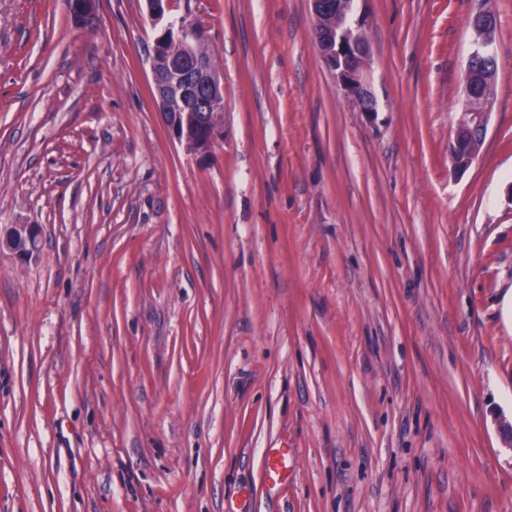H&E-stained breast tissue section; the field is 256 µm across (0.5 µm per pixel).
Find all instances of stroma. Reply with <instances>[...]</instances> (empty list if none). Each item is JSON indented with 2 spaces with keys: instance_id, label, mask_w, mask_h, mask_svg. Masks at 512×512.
<instances>
[{
  "instance_id": "1",
  "label": "stroma",
  "mask_w": 512,
  "mask_h": 512,
  "mask_svg": "<svg viewBox=\"0 0 512 512\" xmlns=\"http://www.w3.org/2000/svg\"><path fill=\"white\" fill-rule=\"evenodd\" d=\"M479 0H357L378 104L309 0H169L224 141H173L145 0H0V512H512V0L454 174ZM291 450L286 487L261 478ZM334 1L337 6V14L336 6L332 11L333 0H310L316 22L315 46L317 53L359 112L374 115L377 112V102L366 75L370 61L369 43L362 41L353 45L351 49L348 48L336 28L347 23L346 14L353 0ZM323 15H326L325 20ZM322 21L325 28L333 29L336 34L333 31L325 30ZM8 250L20 261H30L40 251V230L36 224H13L0 231V253Z\"/></svg>"
}]
</instances>
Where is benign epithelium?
<instances>
[{"label": "benign epithelium", "instance_id": "benign-epithelium-1", "mask_svg": "<svg viewBox=\"0 0 512 512\" xmlns=\"http://www.w3.org/2000/svg\"><path fill=\"white\" fill-rule=\"evenodd\" d=\"M310 2L316 22L315 46L323 64L359 111L375 114L377 102L367 77L369 43L347 46L340 34L322 26L324 15L333 10V0ZM470 25L475 34L474 47L467 60L461 115L452 137L457 149L470 143L468 150L458 153L459 174L478 156L475 142L485 140L497 71L492 48L495 21L481 8L471 17ZM171 38L186 44V49L181 56L170 59L168 67L161 68L157 58L163 44ZM202 38L204 29L199 24H182L176 28L169 23L154 38L149 59L152 97L170 137L181 144H195V152L207 156L224 137L222 124L216 119L224 111V88L219 72L189 46L192 40ZM4 249L24 262L36 258L40 251L39 226L13 224L0 232V251Z\"/></svg>", "mask_w": 512, "mask_h": 512}]
</instances>
